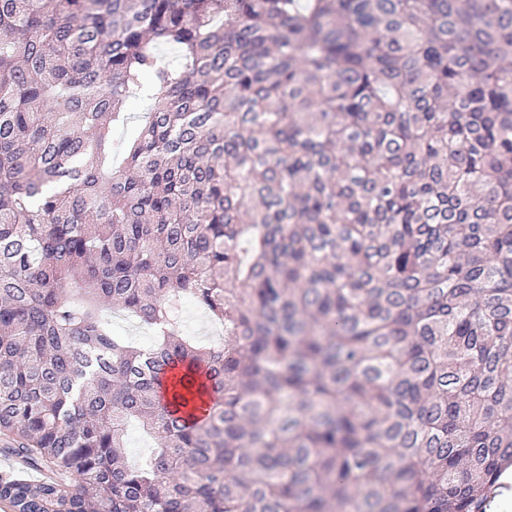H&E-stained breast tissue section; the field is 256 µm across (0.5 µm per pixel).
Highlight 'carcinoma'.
Wrapping results in <instances>:
<instances>
[{"label":"carcinoma","instance_id":"1","mask_svg":"<svg viewBox=\"0 0 512 512\" xmlns=\"http://www.w3.org/2000/svg\"><path fill=\"white\" fill-rule=\"evenodd\" d=\"M0 432L42 475L0 477L14 512H486L512 0H0ZM153 100L148 96H140L130 100L125 108V112L130 115L127 123L118 125L112 129V139L115 144L113 153V162L120 164L124 158L123 145L132 140L143 122V116L148 112ZM175 316L180 324V329L189 337L207 343L212 340L210 336V329L214 328L208 321L203 310L198 304L190 299H182L176 306ZM188 317L190 326L184 324ZM108 316H112V331L117 336L128 338L144 347L149 346L153 341L150 338L152 335L144 334L147 328L141 326L140 321L134 316L122 312H109ZM126 446L125 450L129 460L140 462L150 454L156 444L152 436L132 425L127 432Z\"/></svg>","mask_w":512,"mask_h":512}]
</instances>
